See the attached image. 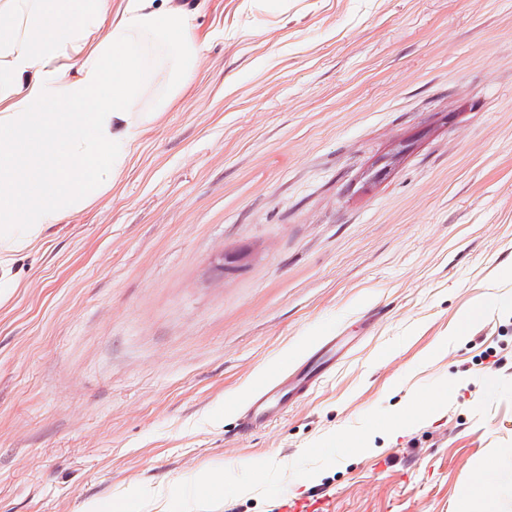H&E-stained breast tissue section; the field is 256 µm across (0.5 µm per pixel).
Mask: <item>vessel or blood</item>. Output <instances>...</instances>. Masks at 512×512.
Returning <instances> with one entry per match:
<instances>
[{
  "instance_id": "b4317fda",
  "label": "vessel or blood",
  "mask_w": 512,
  "mask_h": 512,
  "mask_svg": "<svg viewBox=\"0 0 512 512\" xmlns=\"http://www.w3.org/2000/svg\"><path fill=\"white\" fill-rule=\"evenodd\" d=\"M356 343V338L340 331L320 336L297 361L251 395L237 414L238 432L248 434L283 417L326 381Z\"/></svg>"
}]
</instances>
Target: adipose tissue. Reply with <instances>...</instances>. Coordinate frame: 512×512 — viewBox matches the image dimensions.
<instances>
[{"mask_svg":"<svg viewBox=\"0 0 512 512\" xmlns=\"http://www.w3.org/2000/svg\"><path fill=\"white\" fill-rule=\"evenodd\" d=\"M195 20L175 0H0V279L121 174L144 88L197 68Z\"/></svg>","mask_w":512,"mask_h":512,"instance_id":"obj_1","label":"adipose tissue"}]
</instances>
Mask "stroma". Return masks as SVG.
I'll use <instances>...</instances> for the list:
<instances>
[{
	"instance_id": "1",
	"label": "stroma",
	"mask_w": 512,
	"mask_h": 512,
	"mask_svg": "<svg viewBox=\"0 0 512 512\" xmlns=\"http://www.w3.org/2000/svg\"><path fill=\"white\" fill-rule=\"evenodd\" d=\"M199 64L165 75L124 172L18 255L0 299V512H83L224 471L208 512H459L512 473V0H183ZM448 122L437 126L438 114ZM428 130L374 193L350 186ZM251 246L243 273L212 255ZM381 313L365 329L368 312ZM359 339L269 428L235 413L323 334ZM503 351L506 368L480 363ZM455 391L394 433L416 397ZM363 450H352L357 439ZM261 486H252L255 470ZM485 473L486 471H481L462 494V512L492 511L491 502L499 489V485L492 484Z\"/></svg>"
}]
</instances>
